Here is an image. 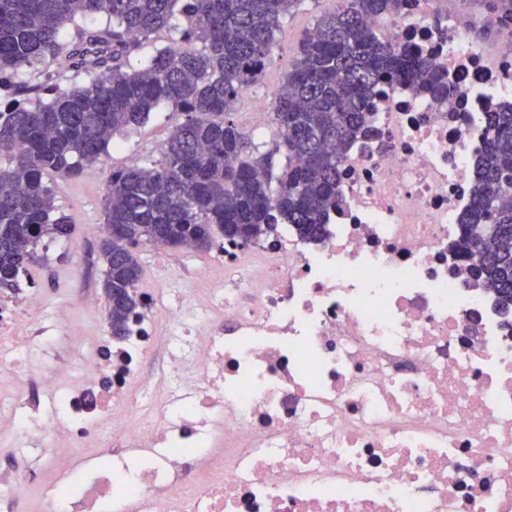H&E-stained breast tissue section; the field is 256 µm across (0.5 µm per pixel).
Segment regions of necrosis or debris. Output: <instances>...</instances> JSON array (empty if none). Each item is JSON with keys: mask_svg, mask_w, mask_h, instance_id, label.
I'll return each instance as SVG.
<instances>
[{"mask_svg": "<svg viewBox=\"0 0 512 512\" xmlns=\"http://www.w3.org/2000/svg\"><path fill=\"white\" fill-rule=\"evenodd\" d=\"M386 32L453 91L379 86L320 241L224 246L141 289L119 341L74 320L92 291L0 289V446L54 471L1 488L38 483L40 512H512V319L457 253L486 116L512 106V5L404 0ZM47 336L68 347L40 368Z\"/></svg>", "mask_w": 512, "mask_h": 512, "instance_id": "1", "label": "necrosis or debris"}]
</instances>
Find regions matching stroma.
Returning <instances> with one entry per match:
<instances>
[{"mask_svg": "<svg viewBox=\"0 0 512 512\" xmlns=\"http://www.w3.org/2000/svg\"><path fill=\"white\" fill-rule=\"evenodd\" d=\"M330 6V0H304L299 10L284 19L265 73L235 105L234 120L240 125L252 124L249 137L260 150L271 147L276 133L271 108L273 93L295 63L296 50L304 32L312 28L317 17ZM256 98L266 102L264 112L259 114L250 110ZM183 119V114L172 106L160 105L143 125L115 136L109 146L103 174L94 176L87 173L77 179H55L56 204L68 216L73 232L67 238L65 248L49 254L38 252L35 263L28 267L29 281L43 286L51 300L70 297L72 281L81 276L88 278L95 291H102L105 264L100 256V245L105 236V174L156 157L157 143L166 140ZM137 256L143 268L139 285L149 288L158 279L179 269L209 266L214 253L197 249L187 252L171 247L160 249L143 244L138 247Z\"/></svg>", "mask_w": 512, "mask_h": 512, "instance_id": "obj_1", "label": "stroma"}]
</instances>
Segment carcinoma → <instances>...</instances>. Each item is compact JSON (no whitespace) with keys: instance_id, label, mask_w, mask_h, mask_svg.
I'll use <instances>...</instances> for the list:
<instances>
[{"instance_id":"obj_1","label":"carcinoma","mask_w":512,"mask_h":512,"mask_svg":"<svg viewBox=\"0 0 512 512\" xmlns=\"http://www.w3.org/2000/svg\"><path fill=\"white\" fill-rule=\"evenodd\" d=\"M402 0H340L299 45L274 94L276 138L259 152L233 119L235 103L272 59L283 20L304 0H0V285L17 280L43 239L72 233L56 214L47 176L78 178L103 163L114 135L144 123L161 103L185 115L162 159L116 170L105 181L101 252L114 336L139 304L140 244L206 250L216 236L245 245L295 228L322 239L340 204V146L367 125L379 83L445 99L448 73L379 31ZM106 17L102 27L85 19ZM166 32L168 43L156 46ZM152 48L148 64L130 56ZM59 62L56 73L44 69ZM24 71L41 78L18 84ZM284 163L276 165V156ZM482 178L461 224V249L478 244L474 278L512 311V108L488 114Z\"/></svg>"}]
</instances>
